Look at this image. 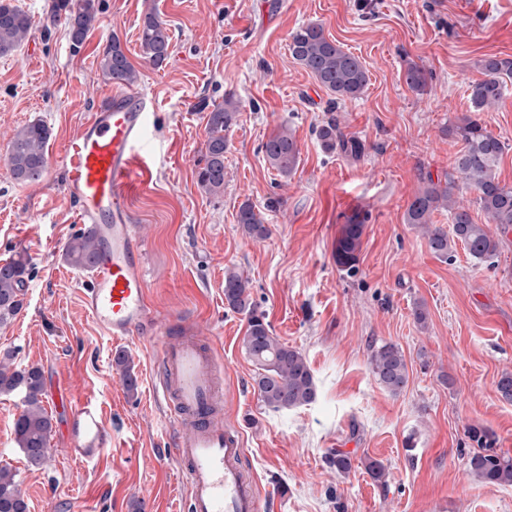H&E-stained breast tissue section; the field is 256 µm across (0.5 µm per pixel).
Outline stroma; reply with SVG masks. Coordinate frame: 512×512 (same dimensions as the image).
I'll return each mask as SVG.
<instances>
[{"mask_svg":"<svg viewBox=\"0 0 512 512\" xmlns=\"http://www.w3.org/2000/svg\"><path fill=\"white\" fill-rule=\"evenodd\" d=\"M31 18L26 41L0 56V263L24 256L23 306L0 325V359L64 374L71 391L102 404L112 448L95 467L72 460L51 437L45 463L30 467L15 441L23 410L0 395V468L12 470L29 512H173L177 464L164 457L167 425L152 397L156 345L115 341L88 319L81 292L88 273L68 265L64 249L80 227L65 192L61 157L97 103L113 89L98 63L119 38L137 71V88L154 102L153 147L134 172L129 219L146 241L151 305L185 314L213 336L224 360V400L242 427L245 456L268 512H512V485L469 474L476 448L470 429L512 456V403L497 390L512 372V232L498 254L476 262L464 246L441 259L404 214L424 176L453 169L462 149L448 121L468 112L467 88L478 60L512 57V0H285L274 18L266 0H100L97 22L73 47L48 0H12ZM154 12L171 36L161 66L143 59L140 22ZM318 23L360 57L369 82L360 98L333 103L292 58L289 37ZM417 64L428 89L407 85ZM242 103L227 135L224 193L205 194L197 162L209 113L226 94ZM505 142L497 173L512 184V83L480 113ZM336 120L360 156L324 151L316 127ZM51 130L39 182L13 179L10 139L29 122ZM299 145L294 173L277 175L261 145L280 127ZM251 203L269 228L243 233L236 215ZM365 220L354 270L339 267L336 239L353 215ZM250 280L252 298L281 342L306 356L317 387L313 402L288 411L265 407L242 349L244 317L224 304V273ZM424 305L426 327L413 311ZM403 352L409 379L399 395L372 374L373 347ZM131 359L128 394L114 358ZM352 463L339 473L332 453ZM382 463L386 483L366 472Z\"/></svg>","mask_w":512,"mask_h":512,"instance_id":"stroma-1","label":"stroma"}]
</instances>
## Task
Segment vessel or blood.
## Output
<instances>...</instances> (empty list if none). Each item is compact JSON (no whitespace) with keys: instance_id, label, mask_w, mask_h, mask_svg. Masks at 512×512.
<instances>
[{"instance_id":"vessel-or-blood-1","label":"vessel or blood","mask_w":512,"mask_h":512,"mask_svg":"<svg viewBox=\"0 0 512 512\" xmlns=\"http://www.w3.org/2000/svg\"><path fill=\"white\" fill-rule=\"evenodd\" d=\"M149 104L141 89L111 92L62 159L76 221L98 241L83 308L104 335L157 345L155 392L170 424L168 454L186 487L180 512H261L260 496L241 463L243 435L224 411V363L212 337L201 335L198 325L160 316L148 303L144 242L129 222L127 195ZM48 402L69 416L65 455L87 464L100 461L111 444L102 406L65 392L51 394Z\"/></svg>"}]
</instances>
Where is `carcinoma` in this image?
<instances>
[{
  "mask_svg": "<svg viewBox=\"0 0 512 512\" xmlns=\"http://www.w3.org/2000/svg\"><path fill=\"white\" fill-rule=\"evenodd\" d=\"M99 12L98 0H53L50 17L64 20L73 46L83 44ZM30 16L17 5L0 0V56L16 50L28 37ZM170 36L165 24L154 13L142 19L140 46L143 57L160 64L168 57ZM289 50L293 59L310 72L317 83L336 95L340 101L356 100L368 84V69L363 61L329 39L321 25L310 23L293 31ZM483 78L468 86L470 113L448 124L445 134L463 143L454 172L442 179L427 177L405 212V223L422 227L433 253L447 259L452 256L456 242L464 244L469 255L486 261L499 251L500 241L476 224L467 209L452 200L457 181L477 193L476 202L492 223L506 233L512 229V185L499 179L497 166L506 145L474 114L499 103L504 95L506 80L512 79V58L485 57L479 62ZM103 78L123 85H132L138 75L128 60L121 42L114 37L105 48L99 63ZM410 88L423 92L428 78L423 69L410 65L405 72ZM240 101L232 94L224 97V104L215 107L208 116L204 152L198 161L197 183L208 194L224 193V153L227 132L236 124ZM322 148H337L350 155L362 151L359 141L344 140L336 124L328 122L316 130ZM49 128L41 122H32L17 131L9 143L8 165L13 178L20 182L39 180L48 162ZM262 151L272 169L282 177L290 176L297 168L300 149L292 131L283 127L263 143ZM444 209L449 212L452 231L430 228L432 214ZM237 223L245 234L264 239L269 229L263 218L249 203L240 206ZM364 220L352 216L342 226L336 239V263L352 269L358 261L364 234ZM64 260L77 267L89 268L96 262V248L92 239L79 233L67 244ZM28 275L27 260L20 256L0 264V324L11 320L22 308L20 295ZM224 303L245 316L247 329L242 338L245 354L256 365L254 383L261 402L277 410H290L307 405L315 399L316 385L310 366L302 352L280 342L272 334L265 315L258 311L249 291V279L243 273L229 270L224 273ZM372 373L377 382L393 395L407 384L408 370L400 348L385 343L373 349ZM19 393L24 399V410L15 422V438L28 464L38 467L48 453V439L52 418L41 405L43 376L37 367L5 370L0 365V394ZM468 471L477 479L491 484H512V457L498 454L484 446L470 455ZM10 469L0 468V512H27L28 504Z\"/></svg>",
  "mask_w": 512,
  "mask_h": 512,
  "instance_id": "carcinoma-1",
  "label": "carcinoma"
}]
</instances>
